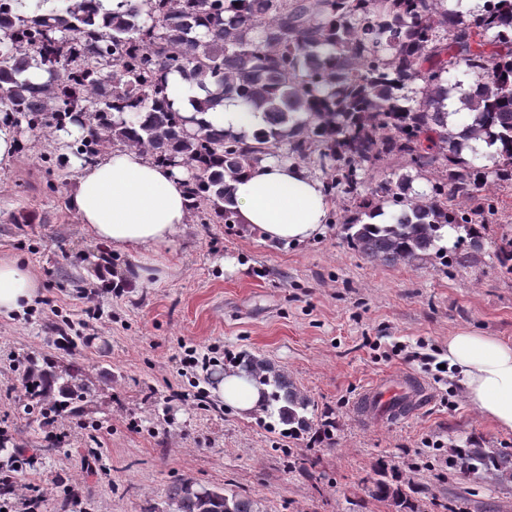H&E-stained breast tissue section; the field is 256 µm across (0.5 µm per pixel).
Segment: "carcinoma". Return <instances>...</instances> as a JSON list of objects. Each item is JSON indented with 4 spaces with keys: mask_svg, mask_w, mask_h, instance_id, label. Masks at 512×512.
<instances>
[{
    "mask_svg": "<svg viewBox=\"0 0 512 512\" xmlns=\"http://www.w3.org/2000/svg\"><path fill=\"white\" fill-rule=\"evenodd\" d=\"M0 44V112L14 126L69 120L83 129L66 144L80 160L119 144L185 169L205 224L237 223L231 182L243 171L311 160L330 200L356 202L343 216L350 246L410 263L438 247L442 227L487 223L495 196L485 186L512 184V0H120L105 13L98 0H0ZM454 96L475 113L458 133L448 129ZM231 100L263 112L264 127L249 135L204 119ZM480 136L500 144L483 154L485 170L469 145ZM392 157L398 171L366 192L367 172ZM420 179L429 192L414 189ZM387 204L391 223H371ZM233 363L263 387V409L288 437L329 434L283 371L246 353ZM47 366L28 367L36 402L24 413L39 426L90 393L79 365ZM450 464L512 482L509 452L477 443L454 449ZM371 495L419 512L388 480ZM165 498L168 512H259L249 494L192 478Z\"/></svg>",
    "mask_w": 512,
    "mask_h": 512,
    "instance_id": "obj_1",
    "label": "carcinoma"
}]
</instances>
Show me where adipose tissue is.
Returning a JSON list of instances; mask_svg holds the SVG:
<instances>
[{
  "instance_id": "adipose-tissue-1",
  "label": "adipose tissue",
  "mask_w": 512,
  "mask_h": 512,
  "mask_svg": "<svg viewBox=\"0 0 512 512\" xmlns=\"http://www.w3.org/2000/svg\"><path fill=\"white\" fill-rule=\"evenodd\" d=\"M69 163L78 173L69 204L85 231L110 251L135 258L116 285L159 283L176 273L171 254L190 216L182 172L134 149ZM232 187L241 223L257 229L264 242L299 243L326 230L324 184L301 165L270 159L244 171ZM40 293L31 267L0 257V315L22 312ZM445 357L469 404L499 432L512 433V342L461 329L449 336ZM213 394L242 415L262 407L255 381L231 366Z\"/></svg>"
}]
</instances>
